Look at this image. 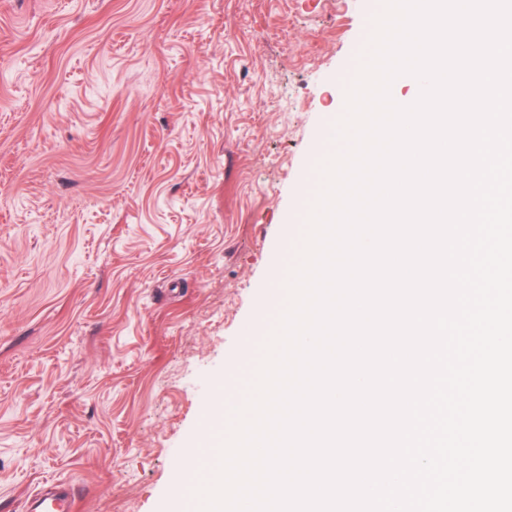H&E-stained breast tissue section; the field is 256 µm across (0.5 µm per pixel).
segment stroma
I'll return each instance as SVG.
<instances>
[{"mask_svg":"<svg viewBox=\"0 0 512 512\" xmlns=\"http://www.w3.org/2000/svg\"><path fill=\"white\" fill-rule=\"evenodd\" d=\"M380 0H0V512L171 493L273 328ZM55 486L60 488L59 492H46L44 488L38 495L27 502L28 504L33 500L37 504L36 507H27L26 510L31 512H75V500L69 497L64 487L60 485Z\"/></svg>","mask_w":512,"mask_h":512,"instance_id":"1","label":"stroma"}]
</instances>
